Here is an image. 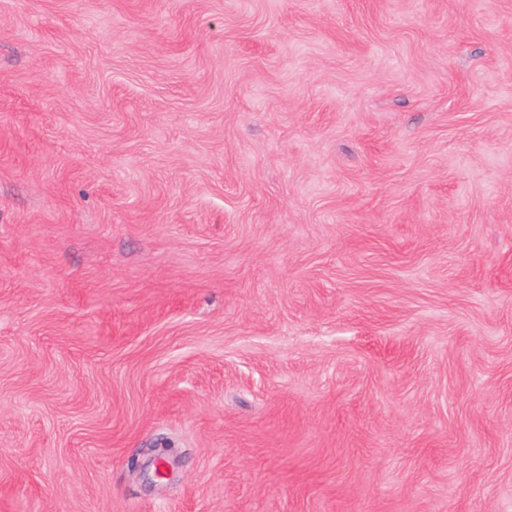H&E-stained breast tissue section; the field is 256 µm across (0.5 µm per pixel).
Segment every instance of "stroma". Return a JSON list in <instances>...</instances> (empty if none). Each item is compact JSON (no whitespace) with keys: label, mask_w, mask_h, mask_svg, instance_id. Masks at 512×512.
<instances>
[{"label":"stroma","mask_w":512,"mask_h":512,"mask_svg":"<svg viewBox=\"0 0 512 512\" xmlns=\"http://www.w3.org/2000/svg\"><path fill=\"white\" fill-rule=\"evenodd\" d=\"M0 512H512V0H0Z\"/></svg>","instance_id":"35a3bbf8"}]
</instances>
